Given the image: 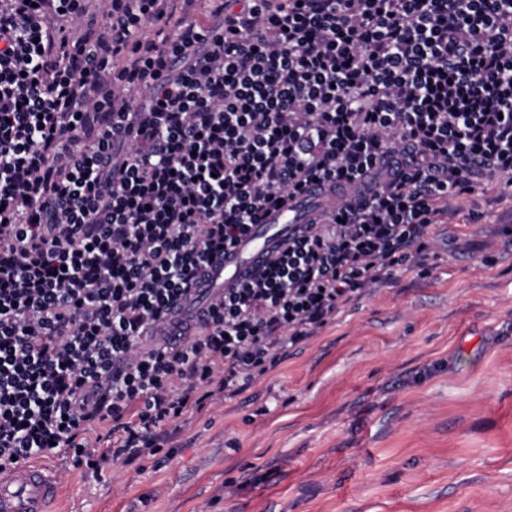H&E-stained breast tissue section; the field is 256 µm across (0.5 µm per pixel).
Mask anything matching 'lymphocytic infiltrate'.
Segmentation results:
<instances>
[{"mask_svg": "<svg viewBox=\"0 0 512 512\" xmlns=\"http://www.w3.org/2000/svg\"><path fill=\"white\" fill-rule=\"evenodd\" d=\"M0 0V470H99L512 189V0ZM319 212L171 343L206 267ZM111 424L112 446L92 425Z\"/></svg>", "mask_w": 512, "mask_h": 512, "instance_id": "1", "label": "lymphocytic infiltrate"}]
</instances>
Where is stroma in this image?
Returning a JSON list of instances; mask_svg holds the SVG:
<instances>
[{
  "label": "stroma",
  "instance_id": "stroma-1",
  "mask_svg": "<svg viewBox=\"0 0 512 512\" xmlns=\"http://www.w3.org/2000/svg\"><path fill=\"white\" fill-rule=\"evenodd\" d=\"M460 206L424 266L173 423L171 457L57 449L56 512H512V197Z\"/></svg>",
  "mask_w": 512,
  "mask_h": 512
}]
</instances>
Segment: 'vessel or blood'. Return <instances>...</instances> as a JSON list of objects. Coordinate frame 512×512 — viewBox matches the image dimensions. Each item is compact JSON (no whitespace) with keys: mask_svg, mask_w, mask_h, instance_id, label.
<instances>
[{"mask_svg":"<svg viewBox=\"0 0 512 512\" xmlns=\"http://www.w3.org/2000/svg\"><path fill=\"white\" fill-rule=\"evenodd\" d=\"M330 203L328 193L315 185L290 205L271 212L263 223L253 225L248 236L204 271L195 288L175 307L174 318L187 319L221 289L245 280L251 270ZM61 495L56 475L43 463L0 471V512H53Z\"/></svg>","mask_w":512,"mask_h":512,"instance_id":"obj_1","label":"vessel or blood"}]
</instances>
